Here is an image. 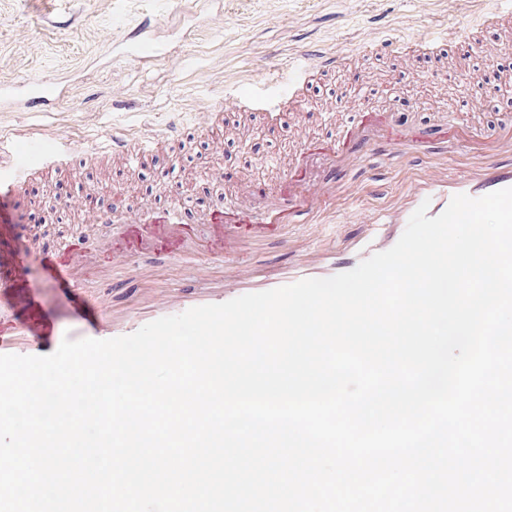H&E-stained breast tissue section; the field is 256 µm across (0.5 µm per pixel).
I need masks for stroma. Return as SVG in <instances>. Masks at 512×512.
I'll return each mask as SVG.
<instances>
[{
	"instance_id": "stroma-1",
	"label": "stroma",
	"mask_w": 512,
	"mask_h": 512,
	"mask_svg": "<svg viewBox=\"0 0 512 512\" xmlns=\"http://www.w3.org/2000/svg\"><path fill=\"white\" fill-rule=\"evenodd\" d=\"M496 8L495 0H0V84L35 80L64 91L39 113L21 98L0 106V159L25 160L28 141L49 140L63 127L79 143L68 165L33 175L24 199H0V261L18 258L12 274L19 291L54 323L57 346L69 318L82 313L83 296H108L118 311L149 296L156 260L146 255L108 268L111 225L82 226L60 205L45 223L47 198L87 195L106 213L144 204L162 212L178 203L187 260L166 273L175 291L192 285L193 259L219 239L216 217L236 206L264 215L286 168L298 167L312 184L334 178V205L303 223L278 225L275 234L228 245L210 278L229 283L241 264L271 271L369 235L354 221L359 209L390 212L433 168L451 176L478 172L489 141L512 127V103L502 97L512 92V17ZM271 15L278 26L267 25ZM138 27L143 55L133 59L128 37ZM424 35L451 43L413 54L388 47L394 38ZM370 37L379 50L367 49ZM493 46L497 54L488 55ZM308 49L342 54L344 62L304 89L303 125L289 112L244 109L223 113L212 136L195 130L197 112L247 90L256 69L287 71ZM420 71L431 81L417 84ZM116 88L122 96H113ZM174 125L179 140L164 141ZM358 126L367 127L372 147L336 163L301 150L306 141L343 144ZM392 131L438 132L442 139L397 157L380 145ZM115 132L156 135L161 143L134 166L116 156L87 157ZM214 138L223 150L212 149ZM226 164L229 183L213 185L211 171ZM81 238L93 257L84 291L48 287L50 258Z\"/></svg>"
}]
</instances>
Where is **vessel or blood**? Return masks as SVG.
I'll list each match as a JSON object with an SVG mask.
<instances>
[{
    "label": "vessel or blood",
    "mask_w": 512,
    "mask_h": 512,
    "mask_svg": "<svg viewBox=\"0 0 512 512\" xmlns=\"http://www.w3.org/2000/svg\"><path fill=\"white\" fill-rule=\"evenodd\" d=\"M337 56L325 54L306 55L304 62L297 64L288 72L287 90H279L272 79L271 68L260 70L249 90L243 94L225 97L209 111L199 113L195 127L209 130L221 112H233L250 108L261 112H279L292 107L301 89L317 71L337 69ZM434 143L432 134L426 132H408L391 139L393 154H402L409 146L430 149ZM158 145L157 139H131L124 134L112 135L106 150L115 156L136 162L142 156L152 152ZM512 148V137L505 144L488 149L482 170L474 175H461L455 178L447 173L433 170L418 179L409 195L390 214L376 215L370 210H361L358 223L376 225L377 230L366 239L360 240L354 252L346 255L329 254L324 259L308 258L302 264H288L273 281L270 288L293 284L305 278H327L356 267L372 254L390 249L404 232L411 214L420 206L427 205L428 217H436L445 210L454 195L463 193L473 198L512 187V163H504V147ZM30 162L21 163L0 161V198L17 197L24 193L34 173L42 169H53L69 163L74 152V138L69 130H59L53 141L42 144L32 143ZM338 187L333 180L320 182L311 188L292 175H284L283 186L277 189L271 203V209L265 218L262 230L270 232L273 225L281 219L297 221L299 217L321 210L337 194ZM64 204L70 210L80 214L83 223L90 225L107 223L105 214L97 211L89 198L72 196ZM123 234L129 236L131 244L127 247L111 249L107 260L113 266L130 265L137 252L148 251L158 255L160 261L179 263L184 259L176 241L180 233L179 210L170 206L166 211L153 213L149 207H133L121 211L115 219ZM91 263V257L83 247H66L51 263L49 279L52 284L66 283L69 287L82 285V276ZM251 269H244L239 282L226 286L224 291L210 294L199 293L194 299H180L174 296H160L148 311L133 309L121 317H114L112 306L105 299H98L93 313L88 317H76L72 320L69 333L74 338L110 339L136 332L145 324L158 318L180 314L190 308L219 304L244 295L251 283ZM16 283L0 279V354L43 355L44 349L26 319V311L32 310V303L18 305L14 299Z\"/></svg>",
    "instance_id": "vessel-or-blood-1"
}]
</instances>
